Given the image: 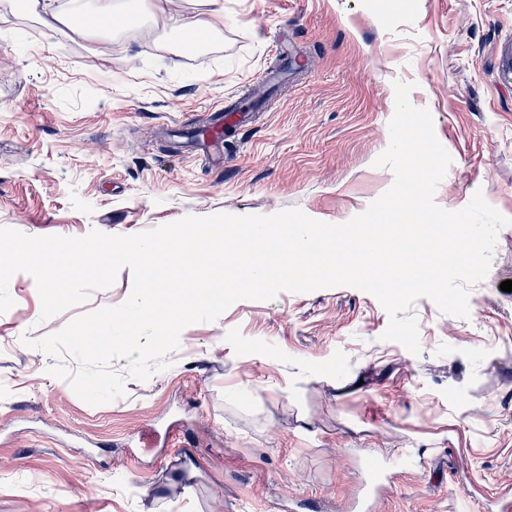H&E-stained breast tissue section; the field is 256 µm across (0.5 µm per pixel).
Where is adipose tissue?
I'll return each mask as SVG.
<instances>
[{
  "instance_id": "adipose-tissue-1",
  "label": "adipose tissue",
  "mask_w": 512,
  "mask_h": 512,
  "mask_svg": "<svg viewBox=\"0 0 512 512\" xmlns=\"http://www.w3.org/2000/svg\"><path fill=\"white\" fill-rule=\"evenodd\" d=\"M174 0H31L32 9L38 10L39 18L48 30L63 26L72 29L82 38L102 44L112 41L122 17L138 12L146 21L165 24L175 18Z\"/></svg>"
}]
</instances>
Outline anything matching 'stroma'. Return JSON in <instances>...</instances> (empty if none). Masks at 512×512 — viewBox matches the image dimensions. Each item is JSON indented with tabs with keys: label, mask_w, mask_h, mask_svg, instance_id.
I'll use <instances>...</instances> for the list:
<instances>
[{
	"label": "stroma",
	"mask_w": 512,
	"mask_h": 512,
	"mask_svg": "<svg viewBox=\"0 0 512 512\" xmlns=\"http://www.w3.org/2000/svg\"><path fill=\"white\" fill-rule=\"evenodd\" d=\"M134 26L102 57L0 0V227L133 235L185 216L297 208L341 224L387 192L394 81L452 156L435 200L475 192L512 220V0H224L204 56L158 51ZM239 101L207 128L214 105ZM512 223L469 315L427 297L421 351L383 340L389 316L350 286L240 300L186 327L169 368L100 405L23 345L122 304L130 269L41 318L15 274L0 314V512H323L364 493L366 463L400 453L374 512H479L512 483ZM138 496L130 498L128 484Z\"/></svg>",
	"instance_id": "stroma-1"
}]
</instances>
